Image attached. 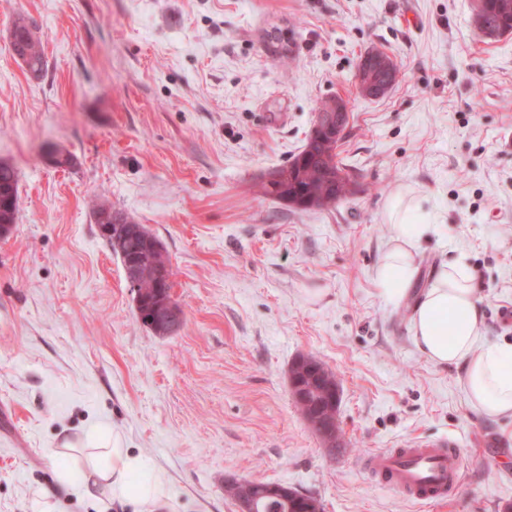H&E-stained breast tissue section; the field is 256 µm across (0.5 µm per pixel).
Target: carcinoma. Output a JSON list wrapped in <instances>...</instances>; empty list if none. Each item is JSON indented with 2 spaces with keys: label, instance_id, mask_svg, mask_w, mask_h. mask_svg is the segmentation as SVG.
I'll list each match as a JSON object with an SVG mask.
<instances>
[{
  "label": "carcinoma",
  "instance_id": "1",
  "mask_svg": "<svg viewBox=\"0 0 512 512\" xmlns=\"http://www.w3.org/2000/svg\"><path fill=\"white\" fill-rule=\"evenodd\" d=\"M477 7L480 8L483 18L477 29L484 37L496 38L512 33V0H477ZM35 28L34 22L20 17L13 24L12 38L23 42L27 71L38 77L46 66L44 46L39 37L34 40L25 38ZM338 147L339 144L330 134L323 131L311 132L300 153L280 168L281 180L263 185L264 193L302 210H329L336 207L355 192L357 184L356 175L338 160ZM16 199L17 172L12 166L1 163L0 226L5 233L11 230L17 220L18 206L14 205ZM123 218L124 223L131 226V230L122 236L106 238L121 262L124 263L133 256H141L155 268L169 265V257L162 245L146 243L144 234L138 231L140 225L126 214ZM135 295L140 298V304L136 306L138 318L143 325L157 331L160 328V317L155 307L171 298V294L167 289L157 286V280L149 269L139 277ZM290 373L310 393L322 385V379L308 371L300 359L292 364Z\"/></svg>",
  "mask_w": 512,
  "mask_h": 512
}]
</instances>
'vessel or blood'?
Masks as SVG:
<instances>
[{"label":"vessel or blood","instance_id":"1","mask_svg":"<svg viewBox=\"0 0 512 512\" xmlns=\"http://www.w3.org/2000/svg\"><path fill=\"white\" fill-rule=\"evenodd\" d=\"M364 466L376 482L420 503L446 501L462 482L459 443L452 435L380 449L365 458Z\"/></svg>","mask_w":512,"mask_h":512}]
</instances>
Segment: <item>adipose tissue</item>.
Segmentation results:
<instances>
[{"label": "adipose tissue", "instance_id": "ef3b65f1", "mask_svg": "<svg viewBox=\"0 0 512 512\" xmlns=\"http://www.w3.org/2000/svg\"><path fill=\"white\" fill-rule=\"evenodd\" d=\"M421 210L420 200L406 193L386 207L393 245L376 280L382 294L397 303L411 292L418 271L416 250L430 231L419 221ZM479 292L470 265L460 257L449 259L417 297L410 332L431 363L463 368V388L473 409L490 419L512 418V346L484 340ZM84 445L88 458L80 483L83 494L101 493L119 504L133 502L141 512H155L165 504L164 476L146 469L135 452L118 447L109 432L94 430Z\"/></svg>", "mask_w": 512, "mask_h": 512}]
</instances>
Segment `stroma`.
<instances>
[{
	"instance_id": "stroma-1",
	"label": "stroma",
	"mask_w": 512,
	"mask_h": 512,
	"mask_svg": "<svg viewBox=\"0 0 512 512\" xmlns=\"http://www.w3.org/2000/svg\"><path fill=\"white\" fill-rule=\"evenodd\" d=\"M474 0H0V162L19 214L0 235V512H97L56 479L64 440L109 430L166 478L163 512H240L228 477L316 496L323 512H512V419L469 405L457 366L418 349L410 303L382 296L385 207L423 200L433 226L418 287L463 256L483 334L512 344V34L478 39ZM47 65L14 54L18 16ZM401 79L361 96L362 54ZM341 95L339 148L355 194L300 210L262 186ZM71 162L57 166L49 152ZM161 243L182 327L137 317L93 209ZM302 355L336 375L342 448L297 408ZM455 435L464 480L419 504L362 461L414 437ZM33 29H37L33 21H29L26 17H19L13 24L12 38L18 37L23 42L22 50L26 55V70L34 77H39L45 70L46 59L41 38L38 36L35 40L25 38L26 34L34 32Z\"/></svg>"
}]
</instances>
